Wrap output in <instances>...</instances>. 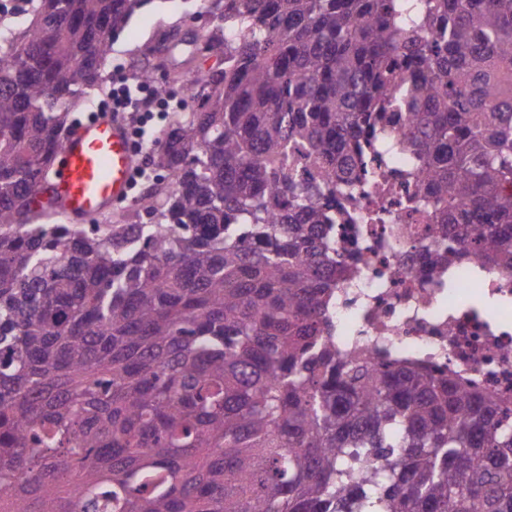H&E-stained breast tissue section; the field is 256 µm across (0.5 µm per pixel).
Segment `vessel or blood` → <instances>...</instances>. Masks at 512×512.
<instances>
[{
  "instance_id": "1",
  "label": "vessel or blood",
  "mask_w": 512,
  "mask_h": 512,
  "mask_svg": "<svg viewBox=\"0 0 512 512\" xmlns=\"http://www.w3.org/2000/svg\"><path fill=\"white\" fill-rule=\"evenodd\" d=\"M134 153L125 125L109 115L76 128L59 155L50 189L53 206L81 220L126 197Z\"/></svg>"
}]
</instances>
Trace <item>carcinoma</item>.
Listing matches in <instances>:
<instances>
[{
    "mask_svg": "<svg viewBox=\"0 0 512 512\" xmlns=\"http://www.w3.org/2000/svg\"><path fill=\"white\" fill-rule=\"evenodd\" d=\"M214 0L148 223L46 224L71 111L148 0H32L0 55V512H512V418L330 342L377 134L512 268V0Z\"/></svg>",
    "mask_w": 512,
    "mask_h": 512,
    "instance_id": "1",
    "label": "carcinoma"
}]
</instances>
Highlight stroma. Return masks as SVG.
<instances>
[{
    "label": "stroma",
    "mask_w": 512,
    "mask_h": 512,
    "mask_svg": "<svg viewBox=\"0 0 512 512\" xmlns=\"http://www.w3.org/2000/svg\"><path fill=\"white\" fill-rule=\"evenodd\" d=\"M216 23L212 0H150L114 39L105 66L107 82L133 85L139 73L148 71L185 111L195 110L196 71L220 64L205 38Z\"/></svg>",
    "instance_id": "1"
}]
</instances>
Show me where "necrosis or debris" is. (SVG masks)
<instances>
[{"label":"necrosis or debris","instance_id":"1","mask_svg":"<svg viewBox=\"0 0 512 512\" xmlns=\"http://www.w3.org/2000/svg\"><path fill=\"white\" fill-rule=\"evenodd\" d=\"M375 150L392 187L352 186L353 202L331 229L349 269L330 300L337 353L438 367L512 410V271L470 261L460 239L459 257L430 269L424 241L434 222L412 208L426 187L406 175L417 162L394 140Z\"/></svg>","mask_w":512,"mask_h":512}]
</instances>
